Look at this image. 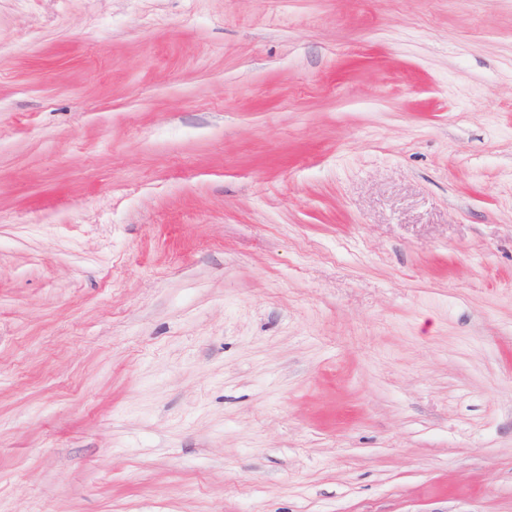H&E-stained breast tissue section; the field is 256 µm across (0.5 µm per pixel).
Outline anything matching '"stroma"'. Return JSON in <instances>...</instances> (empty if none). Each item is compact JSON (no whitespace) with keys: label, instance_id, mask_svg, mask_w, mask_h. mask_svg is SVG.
<instances>
[{"label":"stroma","instance_id":"1","mask_svg":"<svg viewBox=\"0 0 512 512\" xmlns=\"http://www.w3.org/2000/svg\"><path fill=\"white\" fill-rule=\"evenodd\" d=\"M0 512H512V0H0Z\"/></svg>","mask_w":512,"mask_h":512}]
</instances>
